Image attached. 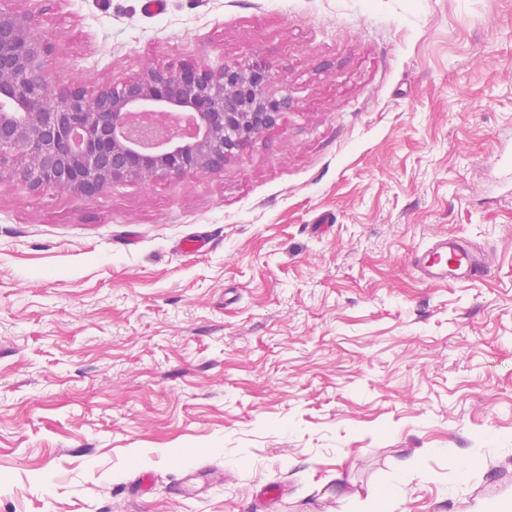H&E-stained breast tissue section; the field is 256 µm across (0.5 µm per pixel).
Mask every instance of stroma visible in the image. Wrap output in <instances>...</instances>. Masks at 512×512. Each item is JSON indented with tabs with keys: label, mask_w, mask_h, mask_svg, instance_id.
<instances>
[{
	"label": "stroma",
	"mask_w": 512,
	"mask_h": 512,
	"mask_svg": "<svg viewBox=\"0 0 512 512\" xmlns=\"http://www.w3.org/2000/svg\"><path fill=\"white\" fill-rule=\"evenodd\" d=\"M144 3L13 0L50 77L261 59L292 106L218 173L0 171V512H512V0ZM453 236L490 275L424 284Z\"/></svg>",
	"instance_id": "stroma-1"
}]
</instances>
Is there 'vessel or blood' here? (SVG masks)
<instances>
[{
  "label": "vessel or blood",
  "instance_id": "1",
  "mask_svg": "<svg viewBox=\"0 0 512 512\" xmlns=\"http://www.w3.org/2000/svg\"><path fill=\"white\" fill-rule=\"evenodd\" d=\"M411 265L427 283L478 280L491 272L485 252L459 240L434 242L423 253L414 255Z\"/></svg>",
  "mask_w": 512,
  "mask_h": 512
}]
</instances>
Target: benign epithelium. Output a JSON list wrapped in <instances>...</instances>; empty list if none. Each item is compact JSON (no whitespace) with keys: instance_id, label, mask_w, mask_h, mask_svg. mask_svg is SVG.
<instances>
[{"instance_id":"obj_1","label":"benign epithelium","mask_w":512,"mask_h":512,"mask_svg":"<svg viewBox=\"0 0 512 512\" xmlns=\"http://www.w3.org/2000/svg\"><path fill=\"white\" fill-rule=\"evenodd\" d=\"M39 15L0 3V168L28 193L95 198L117 183L182 179L224 162L292 106L267 64L149 67L90 92L50 81Z\"/></svg>"}]
</instances>
